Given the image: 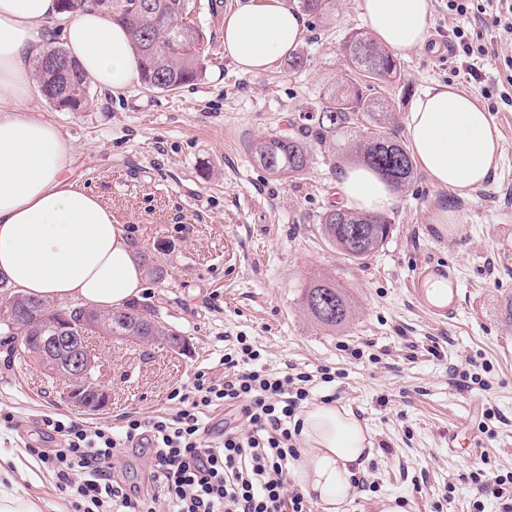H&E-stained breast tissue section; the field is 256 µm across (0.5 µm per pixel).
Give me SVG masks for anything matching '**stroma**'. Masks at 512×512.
I'll list each match as a JSON object with an SVG mask.
<instances>
[{
    "label": "stroma",
    "instance_id": "35a3bbf8",
    "mask_svg": "<svg viewBox=\"0 0 512 512\" xmlns=\"http://www.w3.org/2000/svg\"><path fill=\"white\" fill-rule=\"evenodd\" d=\"M194 2L195 20L214 38L202 81L173 92L137 84L120 97L94 87L78 112L32 99L35 116L73 142V174L111 206L139 256L166 270L164 280L147 281L141 301L190 347L90 336L111 399L89 414L0 330V410L19 421L69 416L118 427L124 416L171 408L170 393L196 370L223 375L225 353L244 336L262 364L279 371L336 370L335 382L316 384L313 399L337 394L370 428L376 451L345 512H380L392 494L406 512H502L500 500L472 482L471 464L512 473V98L504 95L512 86L498 62L512 56V39L495 43L496 57L470 77L462 54L440 49L458 25L471 43L489 42V22L459 19L448 0H431L425 47L399 54L403 81L373 93L391 102L403 139L413 102L436 84H455L490 112L503 158L466 199L418 173L396 194L389 239L358 264L336 253L318 224L339 200L347 159L318 155L305 178L274 181L249 151L260 136L290 132L300 113L346 79L343 43L367 29L355 0H329L322 15L306 16L304 69L282 61L260 75L239 72L224 55V18L244 0ZM442 208L456 223H435ZM429 258L455 263L461 275V307L445 323L433 322L409 292L415 267ZM321 275L343 288L346 325L324 328L303 313L302 291ZM460 427L471 430L473 450H449L448 434ZM30 442L0 430V492L30 500L38 512H71Z\"/></svg>",
    "mask_w": 512,
    "mask_h": 512
}]
</instances>
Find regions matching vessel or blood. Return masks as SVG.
<instances>
[{
    "mask_svg": "<svg viewBox=\"0 0 512 512\" xmlns=\"http://www.w3.org/2000/svg\"><path fill=\"white\" fill-rule=\"evenodd\" d=\"M429 279L444 281L448 289L442 299H432L423 284ZM410 292L415 303L434 320L445 322L454 318L461 303V278L456 265L428 260L417 265L411 282Z\"/></svg>",
    "mask_w": 512,
    "mask_h": 512,
    "instance_id": "1",
    "label": "vessel or blood"
}]
</instances>
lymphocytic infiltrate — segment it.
Returning a JSON list of instances; mask_svg holds the SVG:
<instances>
[{"label":"lymphocytic infiltrate","mask_w":512,"mask_h":512,"mask_svg":"<svg viewBox=\"0 0 512 512\" xmlns=\"http://www.w3.org/2000/svg\"><path fill=\"white\" fill-rule=\"evenodd\" d=\"M459 17L490 15L496 38L512 37V0H448ZM224 357L223 377L195 372L191 386L173 391L179 408L149 420L126 419L120 430L71 418L44 417L59 445L33 454L57 480L72 512H312L300 489H288L289 464L298 455L293 422L311 394L310 374L259 365L260 353L238 338ZM224 408L235 421L224 438L208 441L207 412ZM246 423L239 432L236 421ZM149 451L153 493L141 495L112 473L117 449Z\"/></svg>","instance_id":"1"}]
</instances>
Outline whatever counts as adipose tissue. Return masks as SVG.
I'll return each instance as SVG.
<instances>
[{
	"mask_svg": "<svg viewBox=\"0 0 512 512\" xmlns=\"http://www.w3.org/2000/svg\"><path fill=\"white\" fill-rule=\"evenodd\" d=\"M378 41L396 52L422 48L431 0H355ZM304 18L282 0H247L224 20V51L245 74H262L297 47ZM61 46L98 87L115 94L139 80L129 31L103 6L74 13L58 0H0V276L50 301L79 298L124 308L145 287V270L124 225L70 174L74 147L51 122L28 115L34 63ZM413 153L437 187L466 198L497 169L500 131L475 95L430 89L412 105ZM346 208L387 213L393 187L371 169L339 175ZM299 456L290 477L323 512H342L374 453L372 433L348 407L310 406L298 415Z\"/></svg>",
	"mask_w": 512,
	"mask_h": 512,
	"instance_id": "ef3b65f1",
	"label": "adipose tissue"
}]
</instances>
